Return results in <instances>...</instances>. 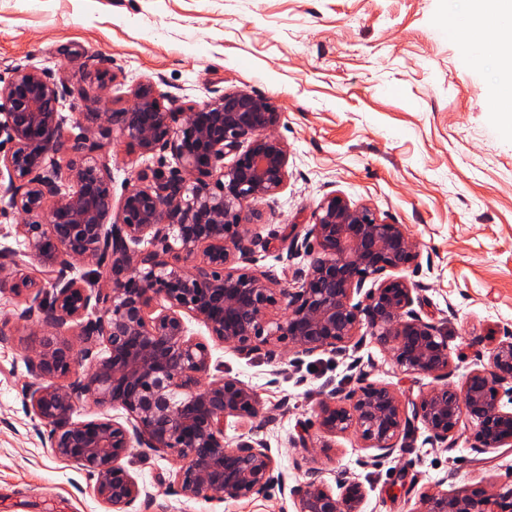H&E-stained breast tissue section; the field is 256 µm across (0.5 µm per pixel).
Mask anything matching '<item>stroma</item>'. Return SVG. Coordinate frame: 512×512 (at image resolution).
Segmentation results:
<instances>
[{
	"instance_id": "35a3bbf8",
	"label": "stroma",
	"mask_w": 512,
	"mask_h": 512,
	"mask_svg": "<svg viewBox=\"0 0 512 512\" xmlns=\"http://www.w3.org/2000/svg\"><path fill=\"white\" fill-rule=\"evenodd\" d=\"M49 70L63 112H122L146 80L184 112L212 91L246 89L282 117L288 176L254 203L259 244L249 271L288 287L306 255L289 251L331 193L404 225L420 246L413 308L448 333L451 384L483 367L512 332V69L470 0H0V78L15 68ZM112 75L106 103L75 96L85 78ZM106 151L112 191L145 166L178 170L172 156L141 157L113 130ZM25 295L0 289V512H106L91 472L58 458L50 428L30 410L28 362L43 330L23 317ZM210 350L202 384L232 377L256 393L250 425L228 418L224 439L245 431L277 462L271 484L242 500L190 499L172 486L176 459L131 445L124 466L141 496L132 512H296L293 486L317 474L333 493L362 484L361 512H419L424 492L512 488V446L477 447L468 426L453 446L423 424L378 457L359 435L324 433L320 404L360 380L388 384L402 403L435 385L405 374L372 337L346 352L288 349L244 357L187 319ZM307 444H300L299 433Z\"/></svg>"
}]
</instances>
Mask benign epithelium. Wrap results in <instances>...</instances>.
<instances>
[{
  "instance_id": "7a95c632",
  "label": "benign epithelium",
  "mask_w": 512,
  "mask_h": 512,
  "mask_svg": "<svg viewBox=\"0 0 512 512\" xmlns=\"http://www.w3.org/2000/svg\"><path fill=\"white\" fill-rule=\"evenodd\" d=\"M166 100L154 84L142 83L128 111L87 115L101 135L116 125L142 153L169 152L195 175L189 181L140 169L115 208L103 145L79 122L80 132L64 137L68 117L59 111L51 76L18 68L0 85V166L10 179L0 216L25 217L16 236L44 267L38 284L20 272L17 251L3 247L0 275L14 268L11 289L27 296L26 315L40 324L57 327L90 309L97 313L83 326L81 350L43 337L30 364L40 382L28 390L29 406L52 427L55 455L96 475L107 512H129L141 495L122 465L134 439L179 461L173 484L187 498L247 499L273 480L276 462L263 443L251 436L233 446L224 442L227 418H255L256 393L230 377L200 384L210 352L188 334L186 317L245 357L263 349L272 357L268 346L277 343L302 354L342 352L364 329L403 371L439 381L410 414L393 387L368 381L320 405L326 433L353 430L383 456L416 421L447 446L465 418L479 447L511 446L512 410L501 400L505 394L512 401V333L487 366L472 370L459 387L447 383L448 333L412 309L417 288L404 275L419 266V246L404 225L336 193L313 211L305 236L291 240V249L309 258L294 271L291 287L277 290L268 276L248 272L258 242L245 228L246 208L274 196L287 176L288 150L274 134L281 113L269 98L245 89L187 112L168 111ZM62 152L70 156L65 173L55 160ZM144 241L149 248L141 250ZM75 255L100 268L96 279L72 276ZM101 279L107 288H99ZM158 299L169 307L154 317ZM79 359L89 361V372L73 371ZM81 397L102 409L122 408L127 424L107 416L72 420ZM291 494L297 512H360L365 497L356 481L344 483L338 497L315 478ZM418 512H512V488L496 495L425 492Z\"/></svg>"
}]
</instances>
